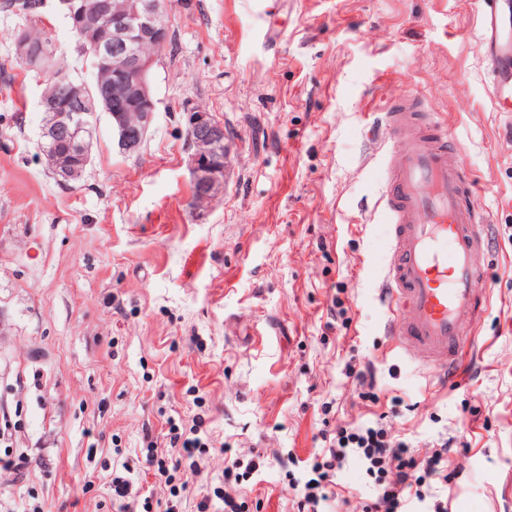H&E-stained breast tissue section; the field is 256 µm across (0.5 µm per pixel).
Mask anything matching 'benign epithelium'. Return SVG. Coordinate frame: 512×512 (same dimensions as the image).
I'll return each mask as SVG.
<instances>
[{"label": "benign epithelium", "mask_w": 512, "mask_h": 512, "mask_svg": "<svg viewBox=\"0 0 512 512\" xmlns=\"http://www.w3.org/2000/svg\"><path fill=\"white\" fill-rule=\"evenodd\" d=\"M71 31L92 69L112 67V79L101 97L112 118L117 145L130 153L139 148L157 111L150 76L170 30L164 15L168 0H58ZM46 114L40 145L52 152L50 171L61 185L80 177L90 162V146L77 139L97 102L82 83L64 78L41 98ZM186 130L193 148L189 170L192 205L204 211L224 188L230 154L229 136L212 113L186 105Z\"/></svg>", "instance_id": "7a95c632"}]
</instances>
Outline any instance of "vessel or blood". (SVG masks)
I'll list each match as a JSON object with an SVG mask.
<instances>
[{"label":"vessel or blood","instance_id":"vessel-or-blood-1","mask_svg":"<svg viewBox=\"0 0 512 512\" xmlns=\"http://www.w3.org/2000/svg\"><path fill=\"white\" fill-rule=\"evenodd\" d=\"M489 61L494 111L512 112V0H474ZM390 158L380 199L392 226L383 287L398 348L418 353L434 378L463 379L460 359L484 298L472 283L485 271L489 236L448 150L446 124L420 122L412 101L385 114Z\"/></svg>","mask_w":512,"mask_h":512}]
</instances>
